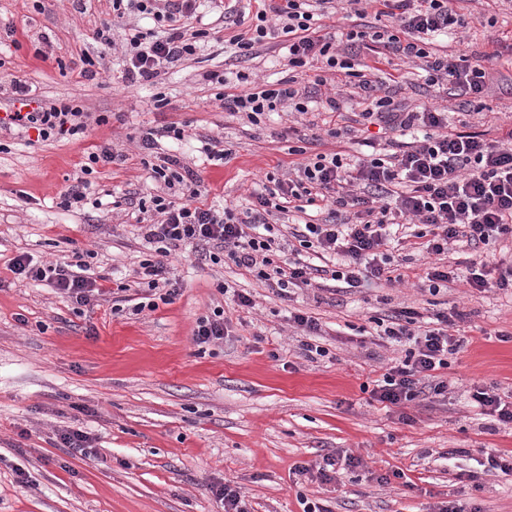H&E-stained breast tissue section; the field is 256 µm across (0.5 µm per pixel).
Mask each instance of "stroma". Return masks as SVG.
<instances>
[{
    "mask_svg": "<svg viewBox=\"0 0 512 512\" xmlns=\"http://www.w3.org/2000/svg\"><path fill=\"white\" fill-rule=\"evenodd\" d=\"M469 25L435 41L439 54L486 55L480 102L426 86L404 64L375 78L410 107L438 106L451 122L507 142L512 131V0H457ZM209 35L194 56L160 76L166 107L154 110L149 89L123 82V49L92 39L111 18V0H0V98L23 80L47 102L73 100L107 123L70 139L36 143L0 136V512H224L215 486L245 497L248 512H433L446 503L462 512H512V473L488 470L487 451L512 454V424L482 414L470 399L476 385L512 394V294L473 293L459 278L430 294L409 280L345 288L327 280L280 296L233 263L200 260L186 245L167 260L178 294L156 310H138L144 294L132 275L150 253L126 196L166 194L150 177L158 156L173 154L201 175L203 204L249 207L269 177L287 178L304 157L346 153L365 158L358 131L336 142L330 130L352 125L358 98L343 75L329 73L321 91L338 96L339 111L281 107L253 126L225 112L209 73L246 71L258 81L288 75L281 39L255 48L254 58L229 44L220 9L205 4ZM14 36H7V26ZM96 60L97 79L81 75L82 55ZM176 124L182 140L142 145L145 132ZM215 140L228 155L207 159ZM108 143L125 162L97 166L98 205L59 207L60 192L80 177L93 146ZM92 251L91 272L110 296L77 306L49 283L10 269L20 254L34 261L76 262ZM125 292H117L118 284ZM251 294L238 308L219 285ZM223 307L229 334L197 345L199 317ZM411 307L423 318L457 308L466 321L449 332L460 350L449 356L443 394L424 390L401 407L368 390L406 348L379 337L378 321ZM317 317L325 357H306L305 337L288 316ZM80 429L88 455L61 444V430ZM353 454L359 467L323 483L308 466L326 455ZM26 484H19V477Z\"/></svg>",
    "mask_w": 512,
    "mask_h": 512,
    "instance_id": "stroma-1",
    "label": "stroma"
}]
</instances>
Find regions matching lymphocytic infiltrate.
Here are the masks:
<instances>
[{"label":"lymphocytic infiltrate","mask_w":512,"mask_h":512,"mask_svg":"<svg viewBox=\"0 0 512 512\" xmlns=\"http://www.w3.org/2000/svg\"><path fill=\"white\" fill-rule=\"evenodd\" d=\"M454 2L269 0L257 9L247 29L230 39L237 54L252 55L255 45L285 35L289 69L319 66L344 74L360 99V119L386 131L384 148L353 164L338 152L306 159L298 163L293 177L276 181L274 189L256 195L252 207L242 212L231 208L219 212L200 205L204 187L200 174L178 157H162L152 165L150 176L167 188L179 189L184 201L177 204L154 195L137 203L138 208H150L157 217L145 227V238L153 244L155 255L140 261L138 271L148 292L159 294L164 302L177 294V284L169 278L163 259L186 244L206 247L212 263L231 261L281 296L289 287L308 286L327 276L352 288L360 287L366 278L392 284L402 281L404 275L385 251L389 241L386 227L408 220L425 227L420 248L435 261L425 268L422 280L429 292L436 294L454 276L453 270L441 263V256L456 248H475L511 237L512 147H500L477 133L449 130L447 111L408 108L391 96L377 95L371 81L382 61L380 53L367 52L368 46L375 44L417 61L428 85L445 82L480 97L487 78L480 62L463 55L440 56L432 50L433 40L447 34L452 25L467 24ZM340 6L357 20L342 37L347 46L363 50L361 59L340 54L336 40L341 36L326 31L323 25ZM198 8L199 0H112L113 18L137 12L151 16L157 27L153 33L136 26L125 28L127 59L122 75L128 84L154 87V108L164 107L167 101L156 89L162 68L193 55L197 42L207 35L205 29L193 26ZM370 14L387 17L388 25L368 28L365 19ZM209 79L220 85L217 98L225 111L255 126L286 103L297 112H307L313 87L325 83L319 76L313 87H301L292 75L275 84H254L249 73L242 71L231 80L216 73ZM12 89L18 106L0 117V130H33L43 141L86 130L89 114L82 105L62 101L37 106L26 82L13 81ZM414 127L425 131L420 143L397 140V133ZM118 159L110 146H97L82 166L81 178L60 194V207L84 206L95 164L109 165ZM324 201L332 205L329 218L318 224L294 225L290 236L303 248L335 257V268L299 259L278 263L276 256L284 252L285 245L275 234L272 217L290 212L300 203L313 206ZM11 270L35 282H49L79 306L106 294L95 279L74 271L68 263L40 267L21 254L12 259ZM417 318V311L402 309L384 329L387 338L396 342L408 339L414 346L404 360L376 379L371 395L378 402L398 407L416 399L423 387L437 393L447 387L440 371L447 368L449 355L461 347L447 327L465 320L466 315L456 309L441 313L435 326L420 330L415 327Z\"/></svg>","instance_id":"obj_1"}]
</instances>
